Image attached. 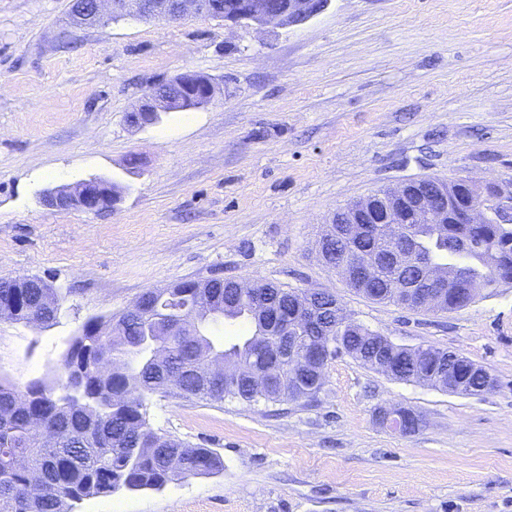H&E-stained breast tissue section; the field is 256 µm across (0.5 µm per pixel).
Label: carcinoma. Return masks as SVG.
Wrapping results in <instances>:
<instances>
[{
    "mask_svg": "<svg viewBox=\"0 0 512 512\" xmlns=\"http://www.w3.org/2000/svg\"><path fill=\"white\" fill-rule=\"evenodd\" d=\"M413 249L402 266H382L380 276L351 288L378 302L408 307L403 290L393 285L427 279V269L454 271L443 296L444 311H457L474 299L472 289L499 288L512 283V223L468 224L459 206H452L446 224H407ZM403 237L383 225L344 241L323 240L320 258L328 267L357 253L380 248L387 255ZM44 289L26 278L0 281V309L7 318L26 323L36 317L57 323L63 300L47 308ZM272 327L266 317L253 315L251 294L220 278L190 281L165 288L147 298L142 312H126L115 321L87 325L84 334L67 340L57 369L59 376L35 379L20 391L0 381V512H69L71 503L89 496H109L121 490H159L189 476L223 470L220 456L154 429L146 417L149 398L169 392L167 383L178 376V394L186 398L248 404L310 401L325 383V370L303 363L306 350L322 341L326 327H336L342 349L327 359L376 353L369 337L376 332L347 320L340 300L324 293L317 300V322L304 324L297 291L270 284L266 288ZM223 318L254 325L250 335L223 345L195 335L196 325L210 322L207 309ZM161 346L169 359L160 365L153 348ZM225 362L243 363L262 371L266 379L211 382L204 377L202 354ZM401 381L422 385L444 372L461 381L474 395L485 394L479 378L464 363L431 360L423 352L409 354L395 346L385 354ZM402 417L393 430L412 435L411 409L395 410ZM51 430L54 444L45 446L40 431Z\"/></svg>",
    "mask_w": 512,
    "mask_h": 512,
    "instance_id": "obj_1",
    "label": "carcinoma"
}]
</instances>
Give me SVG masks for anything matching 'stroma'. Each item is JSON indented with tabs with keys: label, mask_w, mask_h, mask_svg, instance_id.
Returning <instances> with one entry per match:
<instances>
[{
	"label": "stroma",
	"mask_w": 512,
	"mask_h": 512,
	"mask_svg": "<svg viewBox=\"0 0 512 512\" xmlns=\"http://www.w3.org/2000/svg\"><path fill=\"white\" fill-rule=\"evenodd\" d=\"M70 0H0V280L39 277L58 324L0 320V376L22 388L90 317L146 291L231 277L334 294L394 343L481 365L493 393L398 381L341 356L300 403H147L151 425L208 448L223 471L120 491L73 512H512V284L448 313L370 300L319 258L323 224L412 179L512 180V0H332L293 27L128 16L88 28ZM184 72L209 105L130 126ZM91 176L112 211L43 206ZM413 409L403 436L382 409ZM169 83L174 84L180 89L181 95L190 96L203 104L212 103L217 96V89L213 82L196 73H181L171 79Z\"/></svg>",
	"instance_id": "stroma-1"
}]
</instances>
